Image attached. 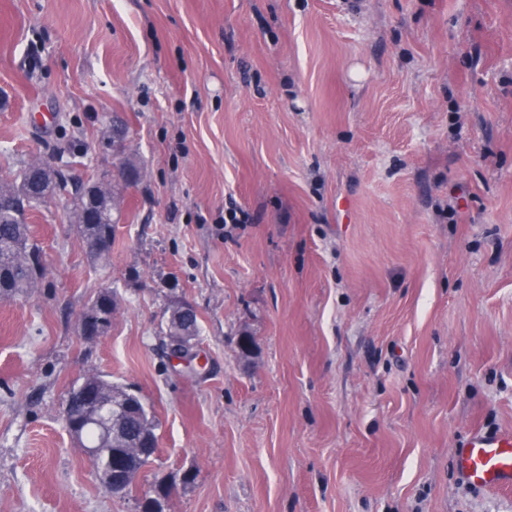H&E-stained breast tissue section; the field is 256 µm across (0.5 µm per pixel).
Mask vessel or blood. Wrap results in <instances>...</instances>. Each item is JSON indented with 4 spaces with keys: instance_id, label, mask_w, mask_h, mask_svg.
<instances>
[{
    "instance_id": "obj_1",
    "label": "vessel or blood",
    "mask_w": 512,
    "mask_h": 512,
    "mask_svg": "<svg viewBox=\"0 0 512 512\" xmlns=\"http://www.w3.org/2000/svg\"><path fill=\"white\" fill-rule=\"evenodd\" d=\"M454 454L459 473L471 486L512 488V430L472 429Z\"/></svg>"
}]
</instances>
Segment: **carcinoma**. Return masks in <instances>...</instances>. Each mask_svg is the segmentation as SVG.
<instances>
[{"mask_svg": "<svg viewBox=\"0 0 512 512\" xmlns=\"http://www.w3.org/2000/svg\"><path fill=\"white\" fill-rule=\"evenodd\" d=\"M68 182L61 174L38 173L27 164L16 172L0 177V298L3 300L27 298L38 286L37 270L44 269L40 247L31 238L29 217L56 193L66 190ZM126 185L117 182L112 190L102 194L95 207L86 199L83 188L74 186L75 221L82 237L100 236L113 241L117 227L113 211L116 210L117 191ZM120 298L114 290L99 296L92 309H104L109 315L119 310ZM170 321L166 336L168 347L183 336L198 337L196 314L187 319L182 315V304L169 308ZM79 387L89 389L99 400L98 411H111L112 438L103 439L95 425L84 427L85 443L97 449L90 457L101 484L109 487L111 469L119 463L132 470L140 468L142 458L137 448L143 440L157 447V423L141 395L132 389L115 385L98 374H89Z\"/></svg>", "mask_w": 512, "mask_h": 512, "instance_id": "cac0c4a2", "label": "carcinoma"}]
</instances>
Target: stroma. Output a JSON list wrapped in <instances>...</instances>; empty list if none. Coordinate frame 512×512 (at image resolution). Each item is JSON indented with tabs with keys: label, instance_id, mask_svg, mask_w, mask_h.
<instances>
[{
	"label": "stroma",
	"instance_id": "obj_1",
	"mask_svg": "<svg viewBox=\"0 0 512 512\" xmlns=\"http://www.w3.org/2000/svg\"><path fill=\"white\" fill-rule=\"evenodd\" d=\"M126 157L109 264L60 192L0 299V512H512L453 453L512 429V0H0V171ZM90 371L158 424L136 497L64 425ZM180 303L181 302L174 303L169 308L170 321L168 320L166 336L169 340L167 346L171 353L173 352L172 347L174 345L171 340L182 339L181 336H190L196 340L199 335L197 318L194 310L192 309L193 312L191 313V320L186 319L182 315V312L187 308L182 309L184 305ZM176 313H178V315L176 318H173Z\"/></svg>",
	"mask_w": 512,
	"mask_h": 512
}]
</instances>
